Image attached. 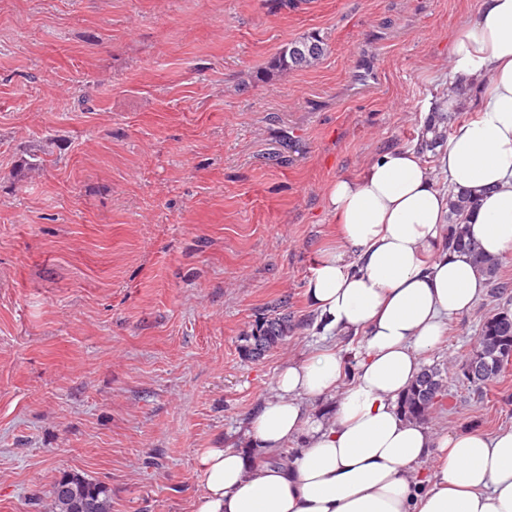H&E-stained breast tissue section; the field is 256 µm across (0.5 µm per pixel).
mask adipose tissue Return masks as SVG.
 <instances>
[{
	"label": "adipose tissue",
	"instance_id": "1",
	"mask_svg": "<svg viewBox=\"0 0 512 512\" xmlns=\"http://www.w3.org/2000/svg\"><path fill=\"white\" fill-rule=\"evenodd\" d=\"M448 57L451 82L470 88L475 108L439 158L447 188L414 147L327 185L340 244L320 254L305 288L325 343L279 369L247 423L246 449L199 451L194 512H512V431L438 437L400 407L424 354L487 288L444 240L449 191L479 195L469 222L487 254L512 251V0H481ZM359 334L347 380L326 340ZM333 400L334 416L308 410ZM289 447L294 457L273 462ZM433 455L437 466L424 469Z\"/></svg>",
	"mask_w": 512,
	"mask_h": 512
}]
</instances>
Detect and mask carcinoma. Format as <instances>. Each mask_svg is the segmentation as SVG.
Returning <instances> with one entry per match:
<instances>
[{"label": "carcinoma", "mask_w": 512, "mask_h": 512, "mask_svg": "<svg viewBox=\"0 0 512 512\" xmlns=\"http://www.w3.org/2000/svg\"><path fill=\"white\" fill-rule=\"evenodd\" d=\"M323 40L317 35H308L285 44L272 61L280 70L309 67L325 54ZM448 125L433 127V138L425 143V150L435 151L441 147L452 131L450 121L454 115L444 117ZM477 197L461 191L449 199L447 244L469 254L475 268L497 290L504 293L509 283L500 277L499 259L482 252L470 234L467 216L477 207ZM288 316L280 313L259 322L255 329L243 339L241 353L248 359L261 357L265 352L279 346L288 337ZM512 346V312L500 311L488 317L481 325L478 345L474 351L483 355L490 363L496 362L497 345ZM447 373L438 366L423 368L422 374L402 397L401 408L405 416L418 423H427L431 413L440 406L438 395L446 390ZM45 512H112L109 489L99 482L78 474L64 473L49 491V503Z\"/></svg>", "instance_id": "obj_1"}]
</instances>
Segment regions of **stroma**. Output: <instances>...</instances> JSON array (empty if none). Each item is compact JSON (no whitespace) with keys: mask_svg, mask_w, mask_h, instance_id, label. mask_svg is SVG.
<instances>
[{"mask_svg":"<svg viewBox=\"0 0 512 512\" xmlns=\"http://www.w3.org/2000/svg\"><path fill=\"white\" fill-rule=\"evenodd\" d=\"M480 0H0V512H45L65 473L112 512H192L201 449L238 440L319 343L305 287L338 242L322 194L413 144ZM316 34L313 66L272 73ZM486 291L424 365L431 430H512V362L460 366ZM286 314L256 360L245 334ZM323 40L317 35H308L285 44L272 61V66L280 70L309 67L325 54Z\"/></svg>","mask_w":512,"mask_h":512,"instance_id":"35a3bbf8","label":"stroma"}]
</instances>
